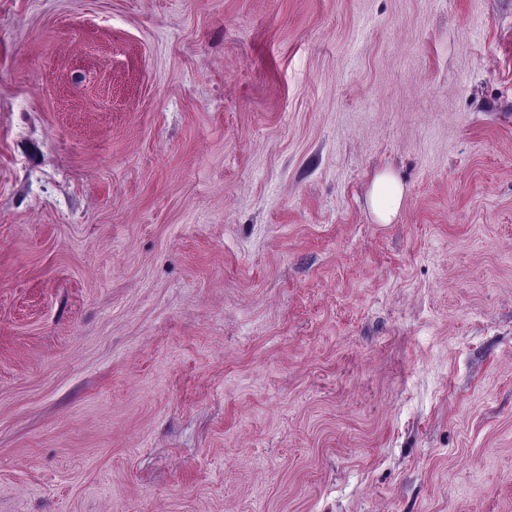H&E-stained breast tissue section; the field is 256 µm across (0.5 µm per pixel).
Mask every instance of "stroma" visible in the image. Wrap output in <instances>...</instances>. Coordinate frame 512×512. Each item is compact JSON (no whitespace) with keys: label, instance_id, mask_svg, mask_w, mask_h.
Returning a JSON list of instances; mask_svg holds the SVG:
<instances>
[{"label":"stroma","instance_id":"1","mask_svg":"<svg viewBox=\"0 0 512 512\" xmlns=\"http://www.w3.org/2000/svg\"><path fill=\"white\" fill-rule=\"evenodd\" d=\"M0 512H512V0H0ZM403 199V190L393 176L378 180L372 191L371 203L374 212L384 224H389L396 216Z\"/></svg>","mask_w":512,"mask_h":512}]
</instances>
